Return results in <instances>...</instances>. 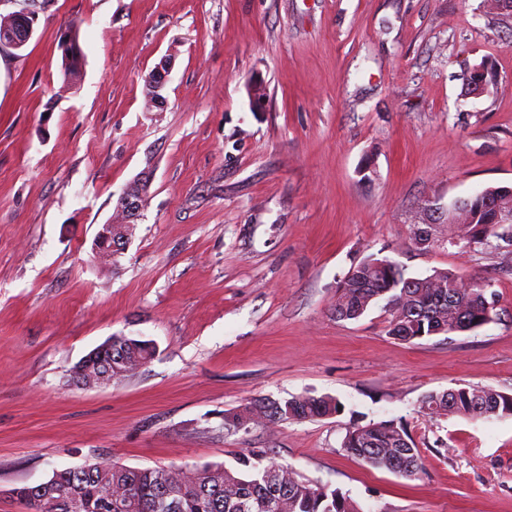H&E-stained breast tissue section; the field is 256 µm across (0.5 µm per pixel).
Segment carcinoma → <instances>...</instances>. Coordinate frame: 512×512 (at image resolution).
<instances>
[{
  "instance_id": "cac0c4a2",
  "label": "carcinoma",
  "mask_w": 512,
  "mask_h": 512,
  "mask_svg": "<svg viewBox=\"0 0 512 512\" xmlns=\"http://www.w3.org/2000/svg\"><path fill=\"white\" fill-rule=\"evenodd\" d=\"M63 60L66 79L77 76L81 50L75 28L65 37ZM434 227L425 249L449 244L465 248L512 245V186H488L466 196L458 211ZM488 280L466 278L451 270H436L424 277L407 276L387 258L368 257L349 270L337 289L335 311L343 321H357L373 304L384 301L388 313L386 334L404 343L435 335L473 332L496 318L495 294ZM155 354L149 340L112 337V365L95 357L83 370L71 369L70 383L108 373L120 381L146 365ZM268 421H314L341 412V401L330 395L303 394L286 400L256 399ZM420 407L441 417L448 413L472 420L512 415V395L494 389L454 387L450 399L442 391L422 396ZM239 410V411H241ZM237 410L224 413V428L238 430ZM342 448L352 457L394 475L412 479L423 468L420 448L412 435L392 421L350 427ZM22 512H360L357 504L337 489L304 479L287 466L252 451L237 457V467L223 464L130 468L107 461L86 462L62 470L39 487L13 490Z\"/></svg>"
}]
</instances>
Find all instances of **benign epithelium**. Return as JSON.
Wrapping results in <instances>:
<instances>
[{"mask_svg": "<svg viewBox=\"0 0 512 512\" xmlns=\"http://www.w3.org/2000/svg\"><path fill=\"white\" fill-rule=\"evenodd\" d=\"M21 2L23 5L20 10L13 12L0 23V45L12 50L23 49L34 34V19L37 14L34 4L37 0H21ZM17 17L30 19V22L19 32L12 26L13 20ZM174 60L175 57L171 54L161 57L146 80V100L150 111L162 108L166 102L163 91L172 73ZM149 186L150 177L143 175L123 189L116 205L118 221L102 225L94 239L92 245L94 260L112 263L125 252L134 226L142 219V198Z\"/></svg>", "mask_w": 512, "mask_h": 512, "instance_id": "benign-epithelium-1", "label": "benign epithelium"}]
</instances>
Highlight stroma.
Returning a JSON list of instances; mask_svg holds the SVG:
<instances>
[{
	"mask_svg": "<svg viewBox=\"0 0 512 512\" xmlns=\"http://www.w3.org/2000/svg\"><path fill=\"white\" fill-rule=\"evenodd\" d=\"M37 13L25 48L0 50V512H21L14 488L95 459L231 467L251 449L362 512H512V417L419 405L459 383L512 393V250L410 239L426 204L512 185V17L489 0H39ZM172 49L167 102L147 111L144 78ZM145 172L127 251L93 263ZM369 256L490 280L497 318L412 344L386 335L378 306L337 320L336 288ZM115 335L153 341L154 358L118 384L70 386ZM308 392L343 412L223 427L251 399ZM383 420L413 435L418 477L343 451L349 427ZM67 33L65 40L69 46L67 54L64 53L63 74L65 79H73L79 72L81 50L76 29L71 27Z\"/></svg>",
	"mask_w": 512,
	"mask_h": 512,
	"instance_id": "stroma-1",
	"label": "stroma"
}]
</instances>
